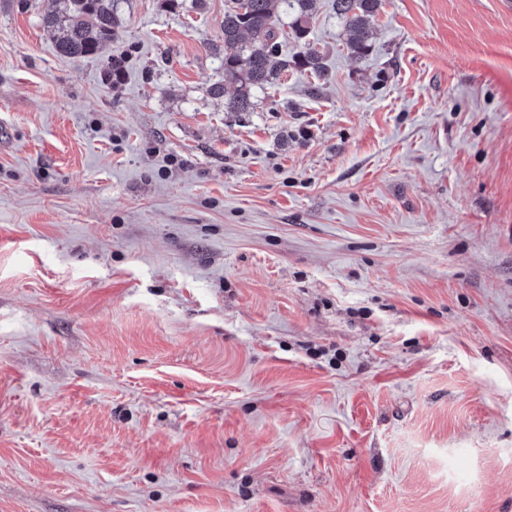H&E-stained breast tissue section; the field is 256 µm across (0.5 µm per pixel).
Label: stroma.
Instances as JSON below:
<instances>
[{
  "label": "stroma",
  "mask_w": 512,
  "mask_h": 512,
  "mask_svg": "<svg viewBox=\"0 0 512 512\" xmlns=\"http://www.w3.org/2000/svg\"><path fill=\"white\" fill-rule=\"evenodd\" d=\"M224 2L0 0V512H512V0H316L249 112ZM42 15L57 52L81 59L96 55L122 26L115 0H46ZM383 7V0H334L336 14L343 19L349 31L348 49L355 57L365 55L376 17Z\"/></svg>",
  "instance_id": "obj_1"
}]
</instances>
